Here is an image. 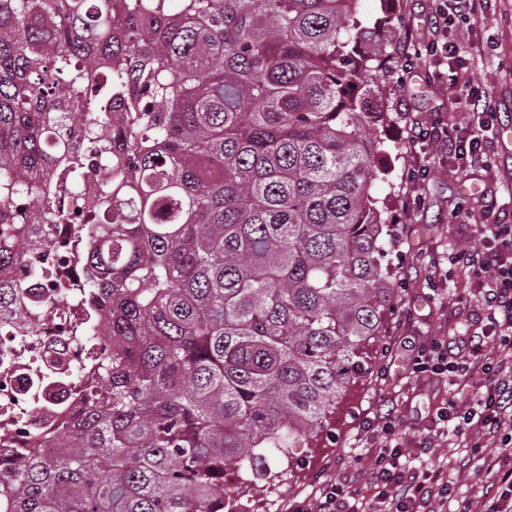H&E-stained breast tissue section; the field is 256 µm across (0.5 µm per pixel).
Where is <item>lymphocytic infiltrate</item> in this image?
Instances as JSON below:
<instances>
[{
	"instance_id": "1",
	"label": "lymphocytic infiltrate",
	"mask_w": 512,
	"mask_h": 512,
	"mask_svg": "<svg viewBox=\"0 0 512 512\" xmlns=\"http://www.w3.org/2000/svg\"><path fill=\"white\" fill-rule=\"evenodd\" d=\"M430 38L408 40L401 53L404 70L425 63L453 73L456 95L464 104L480 107V120L468 136L456 126L435 122L412 131L413 143H445L460 170L488 167L485 134L493 127L491 99L477 93L459 74L460 47L453 34L460 25L476 27L486 20L490 0H436ZM480 245L462 252L463 265L478 280L486 303L497 317L479 332H463L454 342L432 340L412 361L421 373L477 379L476 392L465 404L449 401L435 415L437 430L467 448H480L485 437L496 439L497 455L485 459L491 479L475 506L454 505V489L443 468L423 454L406 453L400 436L401 419L388 418L381 428L382 443L366 470L326 485L314 506L298 512H512V225L484 224ZM497 337L487 348L488 337Z\"/></svg>"
}]
</instances>
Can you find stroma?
Wrapping results in <instances>:
<instances>
[{"label": "stroma", "instance_id": "35a3bbf8", "mask_svg": "<svg viewBox=\"0 0 512 512\" xmlns=\"http://www.w3.org/2000/svg\"><path fill=\"white\" fill-rule=\"evenodd\" d=\"M357 7L364 25L382 27L393 61L390 69L369 75L387 91L389 120L382 150L387 175L375 182L372 193L382 202L391 228L381 263L390 272L393 308L375 339L370 374L336 406L344 415L343 425L331 423L317 436L300 439L278 480L261 486L259 494L272 500V512H291L295 503L318 498L338 476L367 469L369 457H356L354 451L379 446L387 415L401 418L404 448L416 454L430 433L435 408L451 397L464 401L472 393L470 382L419 381L401 344L418 347L449 339L468 320L489 323L490 310L478 303V283L455 255L477 246L476 224H512V0H492L485 28L462 37L471 84L496 106L494 137L487 143L490 167L470 172L454 170L439 147L409 141L416 125L439 118L463 126L469 120L446 77L428 76L422 68L406 74L397 62L406 37L427 38L432 0H358ZM418 170L424 178L411 181ZM491 453L487 447L469 454L443 438L434 447L436 459L451 464L468 458V468L448 471L463 500L474 497L487 481L482 464Z\"/></svg>", "mask_w": 512, "mask_h": 512}]
</instances>
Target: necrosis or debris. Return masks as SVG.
Masks as SVG:
<instances>
[{"label":"necrosis or debris","mask_w":512,"mask_h":512,"mask_svg":"<svg viewBox=\"0 0 512 512\" xmlns=\"http://www.w3.org/2000/svg\"><path fill=\"white\" fill-rule=\"evenodd\" d=\"M32 231L49 244L13 270L26 302L13 313L11 330L0 331V436L23 448L38 434L39 455L54 456L64 449L58 430L81 398L87 357L85 343L69 333V318L78 307L101 316L108 301L75 288L84 269L70 263L62 245L66 225L36 224Z\"/></svg>","instance_id":"obj_1"}]
</instances>
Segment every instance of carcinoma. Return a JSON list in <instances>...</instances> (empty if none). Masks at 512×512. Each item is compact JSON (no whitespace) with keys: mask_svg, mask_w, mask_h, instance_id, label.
<instances>
[{"mask_svg":"<svg viewBox=\"0 0 512 512\" xmlns=\"http://www.w3.org/2000/svg\"><path fill=\"white\" fill-rule=\"evenodd\" d=\"M356 2L0 0V273L96 155L77 287L110 300L66 451L0 447V512H224V466L286 459L365 373L394 288Z\"/></svg>","mask_w":512,"mask_h":512,"instance_id":"cac0c4a2","label":"carcinoma"}]
</instances>
